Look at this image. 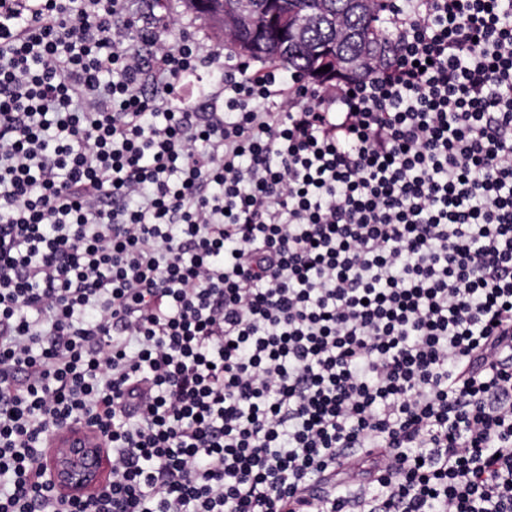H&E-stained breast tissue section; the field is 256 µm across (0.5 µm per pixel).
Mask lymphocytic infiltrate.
<instances>
[{
    "mask_svg": "<svg viewBox=\"0 0 512 512\" xmlns=\"http://www.w3.org/2000/svg\"><path fill=\"white\" fill-rule=\"evenodd\" d=\"M168 29L0 0V512H512V0L331 89ZM70 428L61 429L63 441L47 449L43 471L48 488L65 499H78L103 483L110 464L100 440Z\"/></svg>",
    "mask_w": 512,
    "mask_h": 512,
    "instance_id": "f902f5d3",
    "label": "lymphocytic infiltrate"
}]
</instances>
